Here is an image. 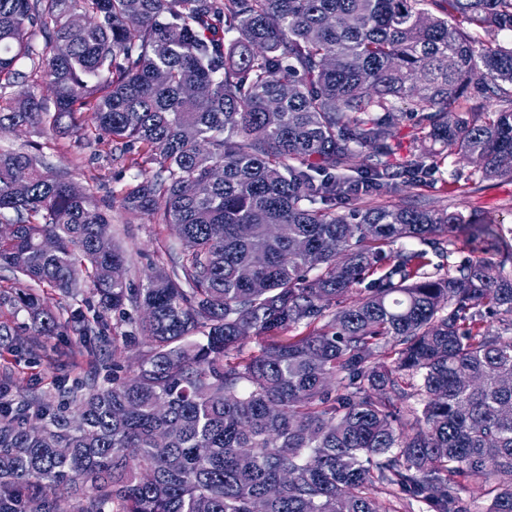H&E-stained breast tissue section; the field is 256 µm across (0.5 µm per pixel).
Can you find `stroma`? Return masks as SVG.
<instances>
[{
	"mask_svg": "<svg viewBox=\"0 0 512 512\" xmlns=\"http://www.w3.org/2000/svg\"><path fill=\"white\" fill-rule=\"evenodd\" d=\"M40 146L39 158L44 167L61 169L72 174L74 179L87 187L92 202L98 207L111 204L114 196L120 195L129 179L121 165L113 163L106 141L86 143L79 131L68 128L54 135L44 134L40 125H28L15 129L0 130V148L29 150ZM469 166L463 165L457 156H448L444 168L429 174L417 185L401 184L388 195L389 201L401 205L412 201L436 202L448 210L462 213L471 221L489 224L499 232V240H489L475 249V256L496 258L499 241L512 243V175H504L483 182L481 187L467 184L464 176ZM110 229L114 239L122 246L133 250L135 267L134 281H144L154 268L163 245L176 239V230L170 224L154 223L151 216L139 214L129 216L113 211ZM17 364L19 370L17 392H24L29 380H37L44 391H52L60 376L69 379L83 377L87 368L83 356H75L69 371H61L55 360L34 356L14 362L5 348H0V367Z\"/></svg>",
	"mask_w": 512,
	"mask_h": 512,
	"instance_id": "35a3bbf8",
	"label": "stroma"
}]
</instances>
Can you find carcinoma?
<instances>
[{
    "label": "carcinoma",
    "mask_w": 512,
    "mask_h": 512,
    "mask_svg": "<svg viewBox=\"0 0 512 512\" xmlns=\"http://www.w3.org/2000/svg\"><path fill=\"white\" fill-rule=\"evenodd\" d=\"M504 31L512 0H0V128L67 117L106 135L133 171L117 207L178 241L135 283L69 172L0 149V306L33 336L78 337L92 368L55 398L14 400L0 373V512H251L272 486L265 512H383L379 493L467 512L466 485L512 512V337L487 326L512 318V246L430 271L385 246L494 230L383 200L441 167L438 144L468 182L512 174ZM406 119L429 147L399 157ZM46 286L69 303L44 306ZM14 336L0 320L8 352H34ZM132 342L137 368L98 383Z\"/></svg>",
    "instance_id": "cac0c4a2"
}]
</instances>
